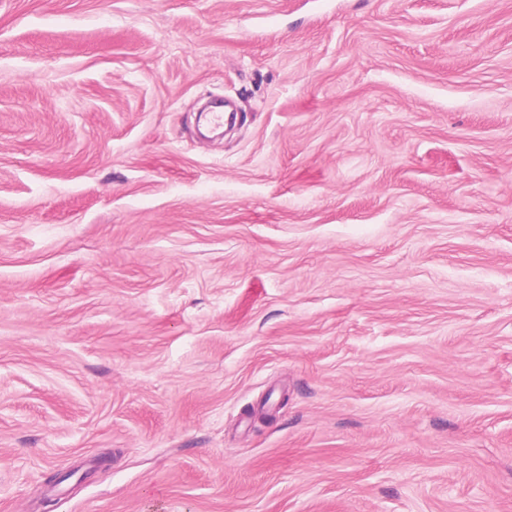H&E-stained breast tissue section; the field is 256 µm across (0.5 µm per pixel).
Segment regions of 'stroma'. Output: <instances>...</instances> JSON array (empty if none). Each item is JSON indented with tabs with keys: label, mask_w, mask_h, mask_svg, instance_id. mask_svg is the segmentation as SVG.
Here are the masks:
<instances>
[{
	"label": "stroma",
	"mask_w": 512,
	"mask_h": 512,
	"mask_svg": "<svg viewBox=\"0 0 512 512\" xmlns=\"http://www.w3.org/2000/svg\"><path fill=\"white\" fill-rule=\"evenodd\" d=\"M0 512H512V0H0Z\"/></svg>",
	"instance_id": "35a3bbf8"
}]
</instances>
